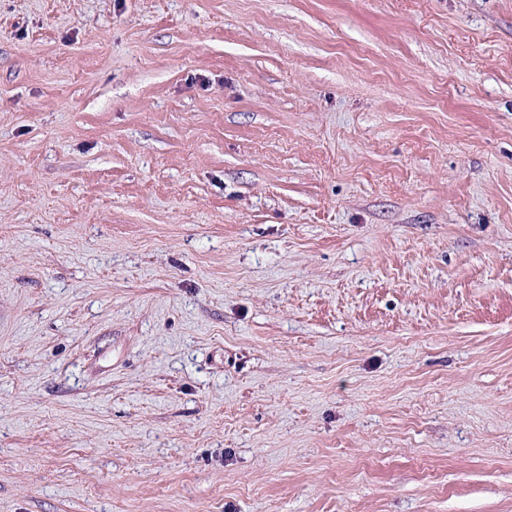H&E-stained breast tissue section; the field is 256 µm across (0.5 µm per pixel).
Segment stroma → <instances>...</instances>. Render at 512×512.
Listing matches in <instances>:
<instances>
[{
	"mask_svg": "<svg viewBox=\"0 0 512 512\" xmlns=\"http://www.w3.org/2000/svg\"><path fill=\"white\" fill-rule=\"evenodd\" d=\"M0 512H512V0H0Z\"/></svg>",
	"mask_w": 512,
	"mask_h": 512,
	"instance_id": "1",
	"label": "stroma"
}]
</instances>
